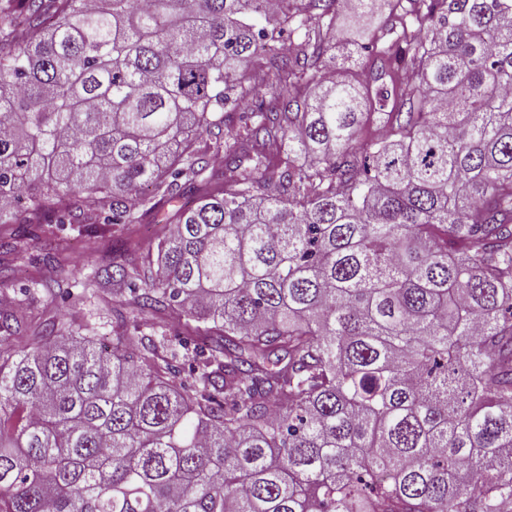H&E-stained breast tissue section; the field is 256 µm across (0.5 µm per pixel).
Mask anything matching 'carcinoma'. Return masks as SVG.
I'll return each mask as SVG.
<instances>
[{
	"label": "carcinoma",
	"mask_w": 512,
	"mask_h": 512,
	"mask_svg": "<svg viewBox=\"0 0 512 512\" xmlns=\"http://www.w3.org/2000/svg\"><path fill=\"white\" fill-rule=\"evenodd\" d=\"M137 2L0 0V224L56 251L198 192L70 295L112 345L0 307V512H505L512 0H387L379 139L337 0ZM169 224H156L152 215L144 217L140 227L136 228L135 241L143 248L153 245L154 241L163 235L168 229ZM112 296L98 294L81 305L80 314L90 328V335L96 336L100 342L112 345Z\"/></svg>",
	"instance_id": "cac0c4a2"
}]
</instances>
